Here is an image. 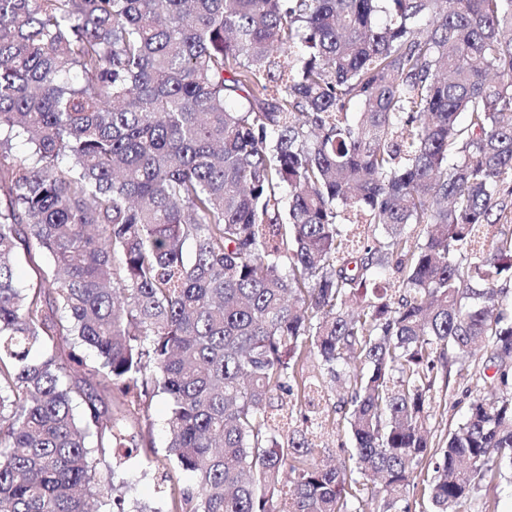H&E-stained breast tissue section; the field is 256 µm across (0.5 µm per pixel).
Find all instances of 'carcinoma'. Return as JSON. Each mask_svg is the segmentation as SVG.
Returning a JSON list of instances; mask_svg holds the SVG:
<instances>
[{
    "label": "carcinoma",
    "mask_w": 512,
    "mask_h": 512,
    "mask_svg": "<svg viewBox=\"0 0 512 512\" xmlns=\"http://www.w3.org/2000/svg\"><path fill=\"white\" fill-rule=\"evenodd\" d=\"M511 284L512 0H0V512H128L156 393L168 512H410L425 463L458 512L512 469ZM333 383L375 492L313 456ZM486 361V355H482V353L478 354L476 361L473 359L469 369L463 370L461 376H458L454 394L445 396L444 392H437L435 409L433 416L427 421V428L431 431L434 440L440 441L441 445L447 442L448 432L454 430L462 419L465 406L470 399V391L466 392V390L471 388L474 391L472 374L482 368V364H485ZM168 408V400L164 396L158 395L152 399L147 411L148 421L152 424L149 436L152 443L150 454L158 457L166 454Z\"/></svg>",
    "instance_id": "obj_1"
}]
</instances>
